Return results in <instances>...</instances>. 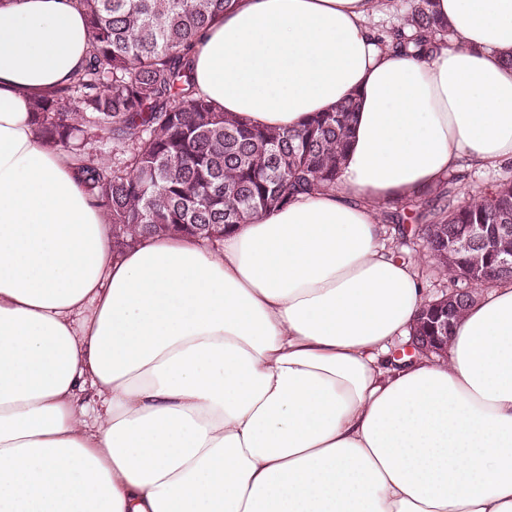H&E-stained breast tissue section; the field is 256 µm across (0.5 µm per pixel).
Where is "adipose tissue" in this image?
<instances>
[{"label": "adipose tissue", "instance_id": "1", "mask_svg": "<svg viewBox=\"0 0 512 512\" xmlns=\"http://www.w3.org/2000/svg\"><path fill=\"white\" fill-rule=\"evenodd\" d=\"M377 0H236L196 87L292 128L358 100L338 184L219 240L106 214L34 101L86 61L76 0L0 5V512H512V282L440 360L376 205L512 161V0H435L449 44L381 46Z\"/></svg>", "mask_w": 512, "mask_h": 512}]
</instances>
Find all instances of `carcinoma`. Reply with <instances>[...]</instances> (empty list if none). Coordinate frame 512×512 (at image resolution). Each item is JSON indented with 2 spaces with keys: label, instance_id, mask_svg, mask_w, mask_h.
I'll return each mask as SVG.
<instances>
[{
  "label": "carcinoma",
  "instance_id": "carcinoma-1",
  "mask_svg": "<svg viewBox=\"0 0 512 512\" xmlns=\"http://www.w3.org/2000/svg\"><path fill=\"white\" fill-rule=\"evenodd\" d=\"M89 31L86 63L70 84L34 102L41 138L71 155L80 182L112 225L113 251L137 235H220L341 177L357 101L350 98L294 129L229 117L194 86L190 47L233 0H77ZM449 36L433 0H412L380 43ZM112 145V161L101 152ZM467 174L452 172L422 204L409 203L427 253L450 287L474 302L512 250V179L460 200ZM477 236L469 250L452 248Z\"/></svg>",
  "mask_w": 512,
  "mask_h": 512
}]
</instances>
